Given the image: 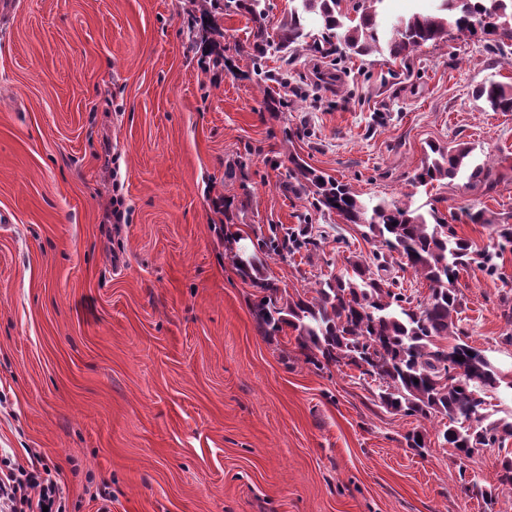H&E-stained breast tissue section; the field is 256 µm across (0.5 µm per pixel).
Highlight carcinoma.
<instances>
[{"label":"carcinoma","mask_w":512,"mask_h":512,"mask_svg":"<svg viewBox=\"0 0 512 512\" xmlns=\"http://www.w3.org/2000/svg\"><path fill=\"white\" fill-rule=\"evenodd\" d=\"M205 30L224 35V13L245 11L261 21L262 0H191ZM292 7L280 26L276 49L302 47L321 55L336 53L380 56L407 61L419 47L448 41L457 33L489 44L499 53L512 46V0H435L432 11H414L389 30L381 27L384 0H289ZM473 96L494 112H512V84L486 80L474 86ZM414 175L420 186L452 181L492 190L501 175L472 160L463 144L443 147L431 143ZM288 189L311 198L317 212L336 213L344 223L363 227L362 237L373 242L372 257L351 264L339 274L316 280L312 296L294 298L270 283L255 307L261 331L269 336L289 327L309 362L320 369L344 364L378 383L381 407L394 414L432 422L447 420L439 438L458 459L472 449L502 447L512 438V414L498 416L488 394L512 392V379L484 351L471 346L459 325L462 297L454 279L466 267L489 277H501L506 252H512V224H495L492 243L477 250L457 234L435 208L398 201L370 205L347 185L288 153ZM245 237H227L242 275L260 274L266 259L318 248L312 225L276 231L260 247L243 244ZM398 254L401 263L389 257ZM409 269L429 283L424 301L399 286L398 271Z\"/></svg>","instance_id":"1"}]
</instances>
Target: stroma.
I'll return each mask as SVG.
<instances>
[{
	"mask_svg": "<svg viewBox=\"0 0 512 512\" xmlns=\"http://www.w3.org/2000/svg\"><path fill=\"white\" fill-rule=\"evenodd\" d=\"M192 14L191 0H0V451L41 450L67 512H489L436 432L407 448L418 420L378 407L356 368L316 370L294 337L260 334L223 221L322 231L261 272L292 295L367 258L358 226L285 189L294 151L362 199L433 204L485 248L512 224V112L471 90L512 83V52L467 37L403 64L272 52L287 86L270 112L254 22L225 16L233 68L206 70ZM432 142L467 143L504 180L415 186ZM503 271L456 286L470 344L507 370L512 254ZM508 453L468 462L498 489L490 512H512Z\"/></svg>",
	"mask_w": 512,
	"mask_h": 512,
	"instance_id": "35a3bbf8",
	"label": "stroma"
}]
</instances>
